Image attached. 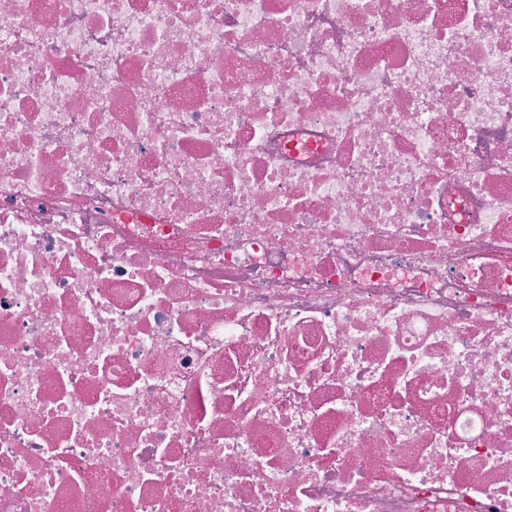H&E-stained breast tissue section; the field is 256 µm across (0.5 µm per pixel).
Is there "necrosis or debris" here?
<instances>
[{"mask_svg": "<svg viewBox=\"0 0 512 512\" xmlns=\"http://www.w3.org/2000/svg\"><path fill=\"white\" fill-rule=\"evenodd\" d=\"M0 512H512V0H0Z\"/></svg>", "mask_w": 512, "mask_h": 512, "instance_id": "obj_1", "label": "necrosis or debris"}]
</instances>
